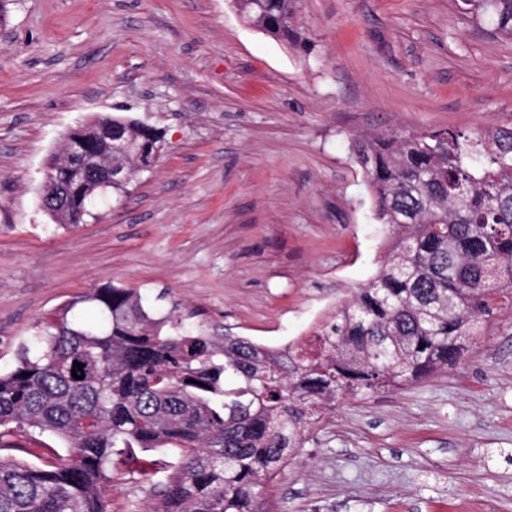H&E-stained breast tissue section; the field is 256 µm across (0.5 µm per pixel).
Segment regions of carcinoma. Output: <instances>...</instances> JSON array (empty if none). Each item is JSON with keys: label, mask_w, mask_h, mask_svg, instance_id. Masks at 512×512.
<instances>
[{"label": "carcinoma", "mask_w": 512, "mask_h": 512, "mask_svg": "<svg viewBox=\"0 0 512 512\" xmlns=\"http://www.w3.org/2000/svg\"><path fill=\"white\" fill-rule=\"evenodd\" d=\"M456 2L512 37V0ZM234 3L265 34L302 41L295 0ZM114 135L129 142L120 162L132 176L161 157L163 131L136 118L102 114L70 132L40 204L53 222L92 215ZM356 151L385 255L311 338L218 342L187 332L173 311L157 315L136 289L104 284L27 339L0 372V444L28 428L67 454L42 465L0 456V512H108L118 463L164 474L152 512H273L270 483L336 401L448 368L465 338L512 311V128L391 133ZM84 302L102 312L100 327L68 318Z\"/></svg>", "instance_id": "obj_1"}]
</instances>
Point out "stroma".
<instances>
[{
	"instance_id": "obj_1",
	"label": "stroma",
	"mask_w": 512,
	"mask_h": 512,
	"mask_svg": "<svg viewBox=\"0 0 512 512\" xmlns=\"http://www.w3.org/2000/svg\"><path fill=\"white\" fill-rule=\"evenodd\" d=\"M292 47L233 0H10L0 22V370L111 283L193 333L284 346L375 274L385 230L355 145L512 127V40L453 0H296ZM163 128L161 160L99 220L39 208L63 136L100 114ZM0 455H65L48 433ZM158 482L115 470L109 512ZM274 512H512V311L460 360L337 404L271 487Z\"/></svg>"
}]
</instances>
